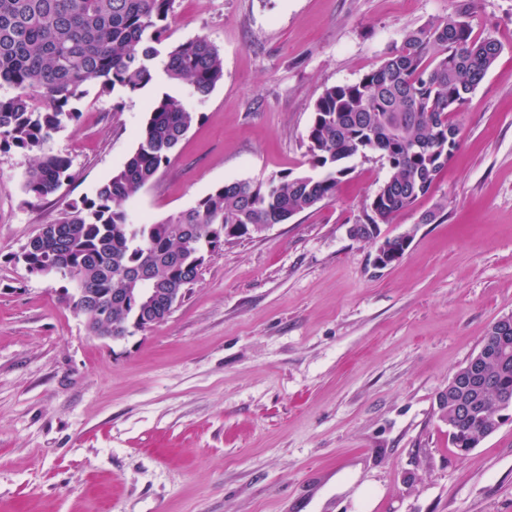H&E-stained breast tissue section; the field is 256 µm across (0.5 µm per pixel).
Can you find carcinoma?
<instances>
[{
  "instance_id": "obj_1",
  "label": "carcinoma",
  "mask_w": 512,
  "mask_h": 512,
  "mask_svg": "<svg viewBox=\"0 0 512 512\" xmlns=\"http://www.w3.org/2000/svg\"><path fill=\"white\" fill-rule=\"evenodd\" d=\"M174 0H0V143L33 154L24 190L43 200L72 178L69 157L47 146L66 122L78 120L73 101L85 85L99 93L136 94L161 61L166 77L205 99L224 79V60L205 36L165 47ZM468 8L403 34L380 65L354 83L327 88L316 101L304 141L310 172L277 174L264 182L236 180L187 209L139 223L126 202L156 179L198 118L180 97L150 104L139 143L91 197L69 202L37 239L16 256L32 273L87 288L112 322L142 316L134 305L112 304L142 270L151 288L196 283L208 254L252 238L260 227L286 224L332 198L348 162L376 152L390 175L368 204L357 239L374 242L380 225L414 206L448 168L459 148L455 116L501 52L491 36L475 37ZM494 386L479 396L482 416L459 421L448 395L439 412L454 448L479 444L496 421L499 395L512 390V366L485 364Z\"/></svg>"
}]
</instances>
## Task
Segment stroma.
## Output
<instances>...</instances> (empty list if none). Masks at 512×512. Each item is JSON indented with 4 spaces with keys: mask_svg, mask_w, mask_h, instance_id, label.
I'll return each instance as SVG.
<instances>
[{
    "mask_svg": "<svg viewBox=\"0 0 512 512\" xmlns=\"http://www.w3.org/2000/svg\"><path fill=\"white\" fill-rule=\"evenodd\" d=\"M457 2L174 0L167 45L207 36L224 80L128 210L155 221L229 181L308 172L324 90ZM468 20L501 53L447 171L382 225L411 236L382 269L348 232L387 176L369 153L332 199L209 257L164 324L105 342L65 281L14 257L123 165L155 98L186 87L160 71L131 96L88 84L50 142L73 178L46 199L24 190L30 154L0 149V512H512V420L461 455L438 411L512 313V0H472ZM350 469L363 499L336 490Z\"/></svg>",
    "mask_w": 512,
    "mask_h": 512,
    "instance_id": "obj_1",
    "label": "stroma"
}]
</instances>
